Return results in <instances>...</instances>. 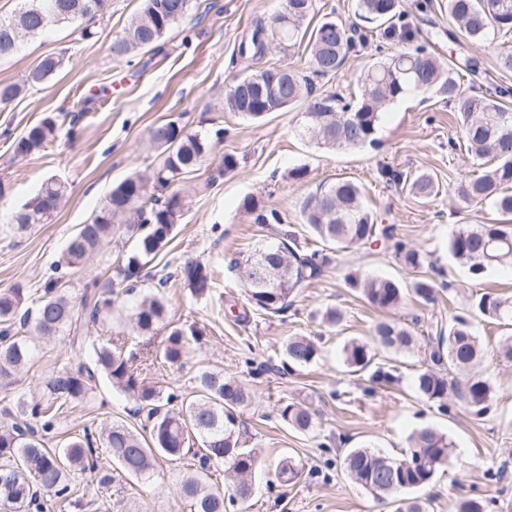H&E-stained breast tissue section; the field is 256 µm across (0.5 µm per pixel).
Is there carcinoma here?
Instances as JSON below:
<instances>
[{"label":"carcinoma","instance_id":"obj_1","mask_svg":"<svg viewBox=\"0 0 512 512\" xmlns=\"http://www.w3.org/2000/svg\"><path fill=\"white\" fill-rule=\"evenodd\" d=\"M110 0H25V6L12 18L0 20V56L11 54L19 44L13 28L25 36L42 33L50 26L92 20L104 15ZM448 28L442 33L454 43L486 42L512 33V0H447ZM358 14L376 22L384 31H393L400 19V0H356ZM192 0H142L138 14L123 33L113 39L112 55L133 64V57L144 49L159 50L160 43L191 10ZM314 11V0H286L285 9L272 25H280L281 42L292 50L301 45L309 50V63L315 77L336 73L348 54L366 35L341 20L322 19L309 29L305 20ZM268 27L255 25L250 37L239 45V54L261 59L267 53ZM431 43L403 49L384 58L372 59L360 79L358 94L346 101L336 93L316 92L310 78L288 71V83L271 68L248 75L255 87L239 90L240 80L224 97V110L257 120L301 103L304 122L300 134L317 145L330 149L360 148L376 143L375 134L384 110L409 92L440 95L457 104L458 126L465 149L477 162V169L458 183L457 195L466 203L484 204L498 216L493 224H463L448 239V252L469 272L479 277L492 266L512 268V109L506 102L512 87L487 80L485 91L467 94L461 89L460 72L479 73V62L467 58L448 59L443 64L430 50ZM61 59L47 56L29 72L25 84H41L60 68ZM23 84V85H25ZM21 84L0 85V104L18 97ZM59 125L48 115L12 138L14 156L27 158L44 151L57 136ZM224 141V128L192 133L176 121L156 125L150 131L158 161L151 178L132 173L112 187L105 203L89 224H82L70 236L63 255L52 274L34 290L21 286L0 290V388L15 383L16 374L34 357L35 339L70 337V349L80 359L77 368H62L44 383L37 399L21 400L12 421L0 424V474L10 482L0 486V507L7 512H53L73 506V482L86 479L101 506L110 512L112 497L122 489L112 487V471L140 480L151 477L158 459H178L191 441V433L202 440L203 453L198 469L185 476L179 488L192 503L194 512H224V500H247L252 493V477L257 457L243 447L236 431L237 412L248 406L251 394L246 385L222 370H202L195 376L194 399L148 384L141 375L146 367L161 358L181 365L190 343L203 339L196 325L170 328L164 344L155 347L152 335L167 316V301L162 288L171 275L156 274L151 262L171 241L174 227L183 215L184 203L177 192L169 191L180 175L195 169L212 148ZM381 176L416 198H427L438 191L432 175L384 168ZM67 194V184L57 179L42 183L37 193L16 213L13 223L0 229L16 235L34 224L43 223ZM361 187L341 179L309 195L302 203L308 228L323 245L309 248L292 231L276 246L260 247L262 265L244 260V282L249 305L274 315L285 311L289 298L303 283L320 277L331 263V250L372 245L394 239V227L379 224L364 202ZM243 207L256 224H279L275 209L259 206L249 199ZM120 233L131 241L127 255L116 259L110 274L83 284L77 296L71 287L69 269L86 261ZM395 256L412 273L409 288L386 277H363L348 273L345 282L374 308L398 309L410 293L421 302L435 301L439 285L435 270L421 251L394 243ZM179 275L197 294L212 285L210 267L201 261H187ZM153 278L156 291L135 294L141 282ZM135 295L130 319L143 336L139 348L126 350L120 335L101 336L100 328L110 324L119 294ZM471 312L512 326V296L482 293L471 304ZM417 337L402 324L385 320L374 326L372 342L350 341L344 347V362L350 372L372 370L369 381L389 385L397 380L391 360L376 361L378 354L410 352ZM291 365L305 367L319 355L316 343L308 336H292L286 344ZM482 348L471 316L456 317L448 335H440L429 355V362L416 369L417 393L438 408L448 409V379L463 377L456 385L457 397L473 416L489 411L492 389L476 371ZM105 382L113 390L131 398L136 415L145 418L150 440L122 421H115L102 434L89 428L70 435L61 445L47 447V436L56 434L63 410L80 404L97 384ZM283 421L307 434L317 429L308 407L291 402L279 409ZM453 444L447 435L424 427L410 436L409 451L401 458L376 453L368 446L350 450L343 460L347 475L378 497L415 491L429 485L448 462ZM108 456L112 465L103 463ZM224 464L230 484L220 488L208 484L214 464ZM429 504L419 497L399 499L396 512H428ZM477 498L460 499L451 512H485Z\"/></svg>","mask_w":512,"mask_h":512}]
</instances>
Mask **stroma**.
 <instances>
[{
  "label": "stroma",
  "instance_id": "stroma-1",
  "mask_svg": "<svg viewBox=\"0 0 512 512\" xmlns=\"http://www.w3.org/2000/svg\"><path fill=\"white\" fill-rule=\"evenodd\" d=\"M284 6L285 0H194L163 51L144 53L129 67L113 58L110 46L139 11L141 0H112L94 25L95 38L83 39L77 22L53 26L23 38L11 55L0 58V84L25 86L20 97L0 106V180L10 188L0 201V225L10 222L13 211L46 178L57 176L70 184L68 195L44 223L17 238L0 234V289L41 283L69 236L89 221L113 186L135 171L150 177L156 163L148 148L152 127L171 120L195 132L224 127V142L177 182L185 211L157 259L174 269L192 257L213 269L209 294L192 293L178 277L163 290L169 324H193L205 335L187 363L160 365L144 377L191 397L198 369H221L251 391L253 401L240 414L239 431L259 460L254 493L227 512H393L391 503L348 477L343 459L360 445L400 456L411 433L424 426L445 433L454 444L448 464L420 491L430 501V512H448L449 503L461 498L487 501L489 512H512V362L496 354L512 331L482 317L475 322L485 348L479 371L493 389L488 416H471L453 397L447 411H440L413 388L415 370L429 357L432 331L467 313L473 294L512 292L511 268H493L476 279L448 253V238L457 225L483 224L488 218L487 208L462 203L455 194L461 177L475 168L472 158L453 146L460 136L456 105L435 95L408 94L383 112L376 145L331 151L300 136V108L272 112L259 121L225 111V93L238 77L279 67L310 74L307 60L276 47L257 62L238 55L244 33ZM400 10L403 23L418 34L448 25L446 0H401ZM399 47L398 41L374 34L370 43L349 53L342 69L315 79L314 86L320 92L349 94L368 59ZM47 56L62 57L61 68L45 83L26 84L28 73ZM48 114L65 122L77 119V139L62 133L39 155L14 157L10 136ZM228 154L236 166L225 172L221 166ZM384 167L431 173L440 190L424 200L413 198L382 179ZM339 179L359 184L378 220L394 225L396 239L427 253L449 284L436 303L425 305L408 295L394 311V318L413 324L423 339L402 354L399 380L390 386L357 379L344 364L345 343L370 340L374 325L385 317L349 288L344 277L355 271L409 283L412 274L393 248L332 253L323 275L298 288L289 309L274 317L251 309L235 265L257 245L278 242L285 231L309 240L302 202L319 185ZM249 198L278 210L281 223L271 228L254 223L243 207ZM329 307L343 311L340 325L324 322ZM295 334L313 338L319 356L309 366L278 373L284 346ZM77 365L65 336L39 341L35 358L17 375L13 388L0 392V422L5 410L35 395L52 373ZM290 402L316 411L320 426L315 432L297 433L279 417V408ZM133 410L132 401L103 383L90 400L64 413L60 429L72 434L86 426L101 430L115 420L135 427L139 420ZM290 460L303 467L294 483L279 476ZM197 466V458L188 455L159 461L147 482L118 476L124 496L112 512H190L179 487Z\"/></svg>",
  "mask_w": 512,
  "mask_h": 512
}]
</instances>
